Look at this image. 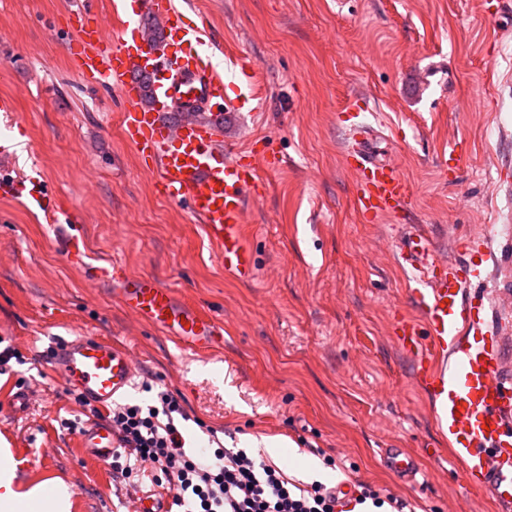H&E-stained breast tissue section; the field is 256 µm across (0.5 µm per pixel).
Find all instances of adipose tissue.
<instances>
[{"label":"adipose tissue","mask_w":512,"mask_h":512,"mask_svg":"<svg viewBox=\"0 0 512 512\" xmlns=\"http://www.w3.org/2000/svg\"><path fill=\"white\" fill-rule=\"evenodd\" d=\"M71 498L62 480L23 482L10 449L0 448V512H71Z\"/></svg>","instance_id":"obj_1"}]
</instances>
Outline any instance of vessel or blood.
<instances>
[{"instance_id": "vessel-or-blood-1", "label": "vessel or blood", "mask_w": 512, "mask_h": 512, "mask_svg": "<svg viewBox=\"0 0 512 512\" xmlns=\"http://www.w3.org/2000/svg\"><path fill=\"white\" fill-rule=\"evenodd\" d=\"M125 25L128 37H106L82 9L68 44L81 76L91 83L119 87L125 104L126 140L149 169L155 170L159 193L185 203L223 261L226 272L252 279L256 262L247 243V201L257 181L254 163L224 152L221 115L234 111L224 94V78L204 61L203 31L187 26L174 0H132ZM150 14L162 23L154 38L140 29ZM356 144L348 166L356 176L357 202L367 216L397 212L410 195L399 167L379 159L364 133L367 125L353 113ZM27 200L58 222V210L44 182L30 180ZM485 229L461 238L467 263L448 261L429 234L408 233L397 250L400 265L414 282L410 297L419 317H401L396 338L416 366L417 383L440 400L436 418L465 464L470 484L512 504V372L503 365L500 342L484 329L486 282L481 261ZM66 256L88 278L112 286V294L140 320L160 328L185 353L210 356L224 329L193 306L178 301L171 288L155 278L130 274L118 261L89 262L82 236H69ZM50 359L68 388L86 396L100 411L134 388L137 368L131 350L107 338L77 336L53 346ZM79 446L89 456L111 459L118 441L104 420L86 422ZM387 465L400 477L414 479L417 463L403 448L383 451ZM173 493L155 486L138 492V512H169Z\"/></svg>"}]
</instances>
